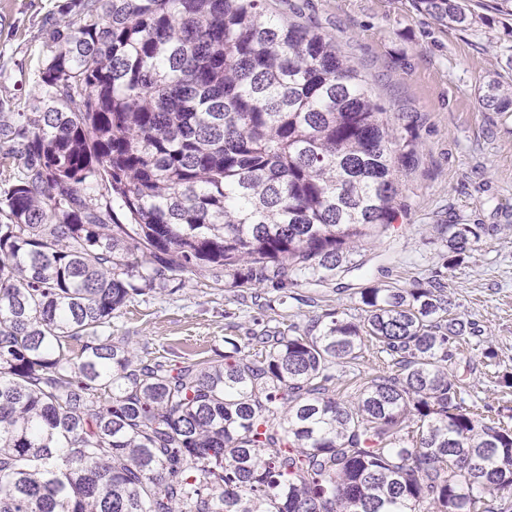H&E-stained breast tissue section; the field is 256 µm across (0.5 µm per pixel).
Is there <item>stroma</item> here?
<instances>
[{"instance_id":"35a3bbf8","label":"stroma","mask_w":512,"mask_h":512,"mask_svg":"<svg viewBox=\"0 0 512 512\" xmlns=\"http://www.w3.org/2000/svg\"><path fill=\"white\" fill-rule=\"evenodd\" d=\"M64 0H0V96L17 110L32 104L38 60L46 55L42 24ZM271 11L330 34L341 55L372 89L374 99L399 114L416 137L417 155L396 182L398 209L385 230L354 248L350 259L378 282H427L439 268L445 224H486L490 234L458 265L444 271L445 292L457 316L475 323L453 367L466 403L511 408L512 395L493 380L512 368V121L480 105L478 88L492 77L511 84L503 67L512 45L502 38L512 17L492 27L462 31L438 25L413 0H268ZM304 303L284 310L285 323L306 326L328 310L359 321L355 297L332 287L302 288ZM265 312L232 289L189 280L178 290L129 303L112 322L115 339L139 356L171 365L185 358L224 357V339L244 336ZM495 361L484 356L486 348Z\"/></svg>"}]
</instances>
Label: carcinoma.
<instances>
[{
    "instance_id": "obj_1",
    "label": "carcinoma",
    "mask_w": 512,
    "mask_h": 512,
    "mask_svg": "<svg viewBox=\"0 0 512 512\" xmlns=\"http://www.w3.org/2000/svg\"><path fill=\"white\" fill-rule=\"evenodd\" d=\"M60 15L33 106L0 99V512H512V414L465 405L449 366L475 327L440 278L369 281L358 322L271 317L222 361L112 339L128 303L182 278L274 282V312L360 269L349 252L395 219L416 149L333 39L266 0ZM479 100L512 117L498 79ZM485 234L449 225L443 268Z\"/></svg>"
}]
</instances>
